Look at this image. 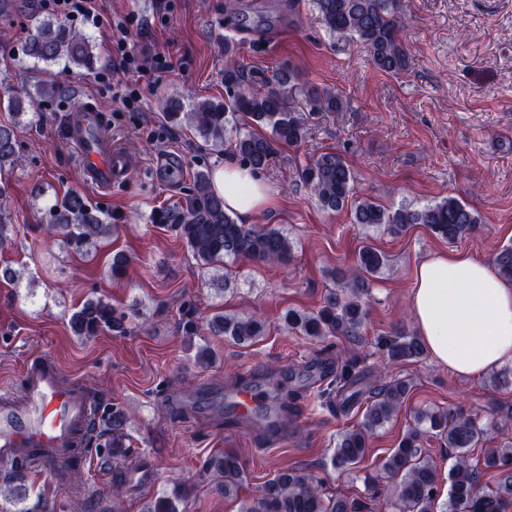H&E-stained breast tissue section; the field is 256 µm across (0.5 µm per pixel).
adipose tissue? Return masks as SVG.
Here are the masks:
<instances>
[{
  "label": "adipose tissue",
  "instance_id": "obj_1",
  "mask_svg": "<svg viewBox=\"0 0 512 512\" xmlns=\"http://www.w3.org/2000/svg\"><path fill=\"white\" fill-rule=\"evenodd\" d=\"M212 188L243 224L275 203L263 175L232 160L215 166ZM411 308L418 336L455 374L512 365V282L491 264L458 250L430 255L415 271Z\"/></svg>",
  "mask_w": 512,
  "mask_h": 512
}]
</instances>
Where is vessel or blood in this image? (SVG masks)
Here are the masks:
<instances>
[{
	"label": "vessel or blood",
	"instance_id": "1",
	"mask_svg": "<svg viewBox=\"0 0 512 512\" xmlns=\"http://www.w3.org/2000/svg\"><path fill=\"white\" fill-rule=\"evenodd\" d=\"M101 112L89 106L70 113L66 140L75 149L86 181L102 191L123 182L127 159L112 145V133ZM228 398L244 422L265 434L275 432L274 418L255 421L265 403L262 390L236 388ZM103 409L78 379H64L57 363L45 357L29 360L22 371V394L0 393V464L21 463L31 472H76L87 463L88 444Z\"/></svg>",
	"mask_w": 512,
	"mask_h": 512
}]
</instances>
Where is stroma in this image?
Segmentation results:
<instances>
[{
  "label": "stroma",
  "mask_w": 512,
  "mask_h": 512,
  "mask_svg": "<svg viewBox=\"0 0 512 512\" xmlns=\"http://www.w3.org/2000/svg\"><path fill=\"white\" fill-rule=\"evenodd\" d=\"M21 2L24 14L0 20V33L10 38L9 55L0 58L2 100L34 87L32 72L22 70L17 57L28 34L26 12L40 2ZM98 9L106 17L136 14L131 47L164 55L168 67L136 110L117 111L95 79L108 61L109 44L107 32L95 29L93 66L59 72L56 95L21 115V157L13 170L0 173V211L12 224L0 269L19 275L15 283L0 278V390L20 391L28 358L57 361L66 377L83 379L101 397L104 410L128 413V465L144 467L148 479L116 476L104 427L90 443L85 468L68 483L30 473L20 496L4 486L7 471L0 468V512H116V502L117 512H141L153 494L172 492L178 482L192 489L185 512H238L241 500L283 468L312 473L330 494L360 498L366 473L375 472L415 411L425 407L479 415L490 424L485 447L512 445V422L501 421L512 412V387H494L486 374H454L429 355L389 365L374 349L376 337L415 332L411 293L423 258L455 248L489 263L512 243V0H398L408 53V66L398 74L378 70L363 43L330 34L311 0H173L166 14L159 13L158 0H98ZM229 41L254 76L284 67L297 74L288 107L305 136L296 145L277 144L264 176L278 206L257 218L290 239L285 264L239 259L204 267L173 229L150 221L156 207L185 196L197 172L233 154L211 150L186 122L168 121L163 112L170 98L186 106L223 98ZM313 87L338 94L343 111L321 110L309 94ZM77 101L105 114L113 141L127 154L128 178L110 193L86 182L64 137L65 114ZM330 150L351 166L356 199L394 210L453 196L477 212L478 228L451 244L422 224L365 231L352 224L350 210H321L300 168ZM165 157L177 160L175 174L163 171ZM72 190L109 213L116 226L112 237L83 255L38 228L47 201ZM367 239L388 265L372 285L359 335L337 339V349L385 380H407L410 391L392 420L371 436L363 462L341 473L329 460L337 437L357 425L358 416L337 414L307 396L287 435L272 441L230 425L224 391L248 374L265 378L273 401L301 384L320 346L285 330L281 317L290 308L319 307L332 287L328 270L353 269ZM116 251L131 259L119 280L109 273ZM96 297L127 311V334L84 339L71 332L72 312ZM219 312L261 317L264 336L238 344L209 335L206 321ZM188 319L197 324L195 335L182 329ZM202 346L213 353L206 365L196 362ZM227 449L245 470L233 500L199 477L203 462Z\"/></svg>",
  "instance_id": "stroma-1"
}]
</instances>
